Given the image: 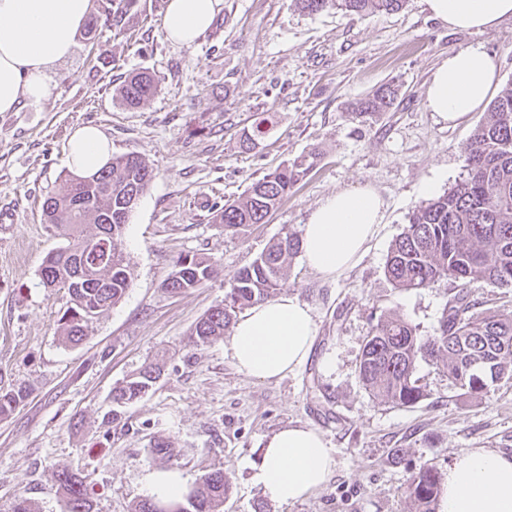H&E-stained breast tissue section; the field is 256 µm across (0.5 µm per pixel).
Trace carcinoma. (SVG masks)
<instances>
[{
	"instance_id": "1",
	"label": "carcinoma",
	"mask_w": 512,
	"mask_h": 512,
	"mask_svg": "<svg viewBox=\"0 0 512 512\" xmlns=\"http://www.w3.org/2000/svg\"><path fill=\"white\" fill-rule=\"evenodd\" d=\"M137 0H103L104 24L123 30ZM304 13L336 10L367 15L396 12L405 0H295ZM153 75H129L114 91L125 107L135 109L155 96ZM399 89L384 85L361 102L356 116L387 111ZM467 176L448 192L418 206L388 252L385 275L399 290L429 288L446 280L453 295L432 335L397 314L379 318L365 340L359 360V377L369 393L396 406H413L425 394L416 377L417 362L428 360L448 373L457 388L479 394L504 378L512 379V317L486 309L475 311L468 286L486 282L512 288V82L490 104V112L463 147ZM314 152L277 167L253 181L238 198L227 201L216 214L226 229L242 230L262 224L288 192L313 169ZM152 180V169L135 155L112 158L92 176L69 173L63 192L45 198V223L68 238V244L47 257L40 271L46 288H63L70 306L58 320L59 340L77 346L88 336L93 320L124 297L131 283V269L118 248L130 213L128 204ZM95 225L85 233L82 226ZM300 252V239L287 233L270 243L253 262L231 278L225 303L205 314L191 336L197 347L211 344L226 333L236 311L271 297L286 280L292 259ZM214 273L212 264L198 257L177 260L164 288L185 293L200 287ZM161 374L149 363L112 391V419L118 408L143 397ZM25 387L0 389V419L25 402ZM67 512H92L88 485L69 469L53 473ZM230 490L224 472L205 475L177 501L152 498L137 501L131 512H221ZM442 490V477L433 468L420 470L408 481L407 493L418 512H433Z\"/></svg>"
}]
</instances>
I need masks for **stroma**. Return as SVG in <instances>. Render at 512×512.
Returning a JSON list of instances; mask_svg holds the SVG:
<instances>
[{"instance_id":"1","label":"stroma","mask_w":512,"mask_h":512,"mask_svg":"<svg viewBox=\"0 0 512 512\" xmlns=\"http://www.w3.org/2000/svg\"><path fill=\"white\" fill-rule=\"evenodd\" d=\"M168 0H138L124 32L98 26L49 74L52 96L0 113V388L31 395L0 419V512L20 500L34 512H65L51 479L70 468L87 478L93 512H131L146 496L148 471L177 470L186 488L224 471L223 512H416L412 474L446 471L454 453H512V380L471 396L419 361L426 396L412 407L374 398L358 361L379 317L396 313L433 334L451 296L448 282L401 291L384 274L391 244L423 189L444 193L466 174L462 148L486 114L450 125L426 106L435 69L449 52L481 48L497 58V86L512 81V19L483 32L435 20L423 0L366 16L310 15L294 0H224L213 25L191 46L163 31ZM149 70L159 91L129 110L112 97L133 72ZM399 89L391 109L358 118V102L381 85ZM274 115L264 137L243 147L260 113ZM97 127L116 156L138 155L153 170L121 240L132 269L120 303L93 322L87 339L62 345L57 321L65 290L46 288L40 270L66 239L44 224L43 200L63 191L73 132ZM315 152L305 180L263 224L232 234L215 223L225 200L279 165ZM371 186L385 220L366 255L340 278L295 256L284 292L314 310L309 359L285 377L238 372L223 340L196 348V322L223 304L230 277L275 238L300 232L326 197ZM210 259L215 275L183 294L164 282L182 256ZM160 364L156 384L112 417V389L144 363ZM287 425L318 431L334 452L327 485L304 500H269L251 482L261 448ZM169 438L172 458L154 456Z\"/></svg>"}]
</instances>
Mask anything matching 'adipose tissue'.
Returning <instances> with one entry per match:
<instances>
[{
    "label": "adipose tissue",
    "mask_w": 512,
    "mask_h": 512,
    "mask_svg": "<svg viewBox=\"0 0 512 512\" xmlns=\"http://www.w3.org/2000/svg\"><path fill=\"white\" fill-rule=\"evenodd\" d=\"M430 14L459 30H485L512 18V0H423ZM222 0H169L167 38L190 46L213 23ZM91 13V0H0V113L37 104L52 93L51 68L73 52ZM496 60L479 48L449 53L436 68L427 107L454 123L481 106L496 78ZM112 147L93 127L68 145V164L87 176L111 157ZM386 203L371 187L339 192L311 212L303 226L302 255L316 273L336 278L369 249L385 218ZM316 334L311 307L281 294L252 306L224 342V355L242 374L266 381L284 377L309 357ZM336 465L316 430L283 427L267 438L252 481L270 499L294 503L322 489ZM439 512H512V454L469 448L454 454L444 474Z\"/></svg>",
    "instance_id": "1"
}]
</instances>
